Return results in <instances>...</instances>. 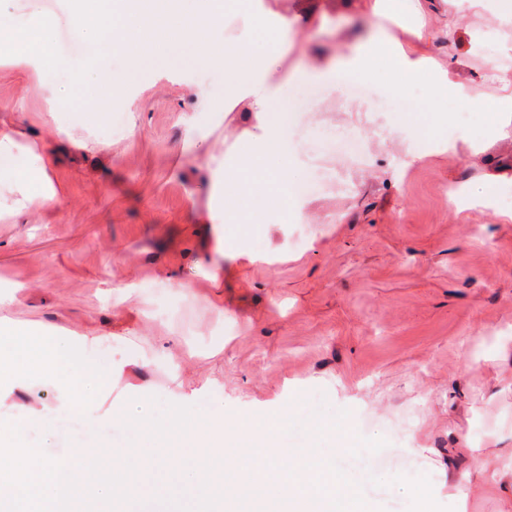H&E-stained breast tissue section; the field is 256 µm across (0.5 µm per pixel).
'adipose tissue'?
Listing matches in <instances>:
<instances>
[{"mask_svg": "<svg viewBox=\"0 0 512 512\" xmlns=\"http://www.w3.org/2000/svg\"><path fill=\"white\" fill-rule=\"evenodd\" d=\"M225 0H198L188 11L183 0H68L69 31L97 67L111 53L123 55L131 69L179 50L195 61L223 67L229 92L244 95L260 130L259 136L237 153L233 171L224 168V147L214 145L207 155L210 179L203 189L210 198H222V206L210 209L207 219L214 231L228 220L249 223V214L231 210L241 193L261 196L271 210L287 213L302 210L303 202L287 192V168L272 169L267 161L288 152L284 110L286 87L278 79L282 55L276 43H226L218 17ZM408 46L396 43L385 31L367 40L358 53L332 60L311 59L297 71L295 83L348 72L371 78L379 70L390 75L419 72L429 60L427 38L415 30ZM55 29L45 18L19 20L0 16V57L28 64L51 59L56 67L69 69L68 57L54 52ZM499 94L485 104V118L499 137L512 138V67L495 66L485 76ZM50 153L36 154L34 163L24 161L18 132L0 123V170L11 172L10 184H0V217H15L51 206L58 192L49 174ZM9 339L0 345V386L11 385L27 376H39L59 384L60 408L70 414L87 415L92 406L91 382L112 378V365L97 360L84 342L64 339L46 344L34 339L32 329L15 324Z\"/></svg>", "mask_w": 512, "mask_h": 512, "instance_id": "ef3b65f1", "label": "adipose tissue"}]
</instances>
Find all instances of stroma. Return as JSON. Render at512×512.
<instances>
[{
  "label": "stroma",
  "instance_id": "obj_1",
  "mask_svg": "<svg viewBox=\"0 0 512 512\" xmlns=\"http://www.w3.org/2000/svg\"><path fill=\"white\" fill-rule=\"evenodd\" d=\"M335 2L254 0L231 13L224 38H259L257 14L271 27L294 18L285 76L311 53L355 52L376 28L404 41L424 23L431 55L478 106L495 95L482 76L512 51V34L491 12L467 13L450 30L442 0L395 17L372 16L361 0ZM0 12L53 14L56 50L73 66L0 62V114L19 111L22 145L52 150L59 193L46 211L0 222V317L30 324L45 342L90 339L94 356L123 366L94 385L91 420L60 413L49 380L0 391V413L47 420L48 429L28 431L29 443L104 441L118 458L136 440L118 413L185 403L228 427L270 419L280 447L311 446L315 462L339 461L372 512H415L414 487L426 489L433 512H459L461 482L468 512H512V500L486 490L455 454L478 446L492 467L512 451V142L484 126L478 106L412 130L397 152L376 147L371 128L425 102L424 80L409 81L403 96L383 77L363 93L353 75L318 83L317 111L288 127L289 173L295 183L312 179L354 135L357 165L305 195L340 222L261 211L256 223L225 224L262 260L240 268L225 259L213 284L205 276L214 236L198 221L209 199L196 192L208 177L205 151L222 140L234 167L236 142L256 131L247 100L225 96L223 68L175 54L132 73L124 57L108 56L111 119L96 123L83 104L89 85L50 105L41 95L85 67L60 0H0ZM197 90L206 108L194 107ZM355 101L369 115L348 111ZM49 109L85 149L50 138ZM454 187L469 206L450 201Z\"/></svg>",
  "mask_w": 512,
  "mask_h": 512
}]
</instances>
